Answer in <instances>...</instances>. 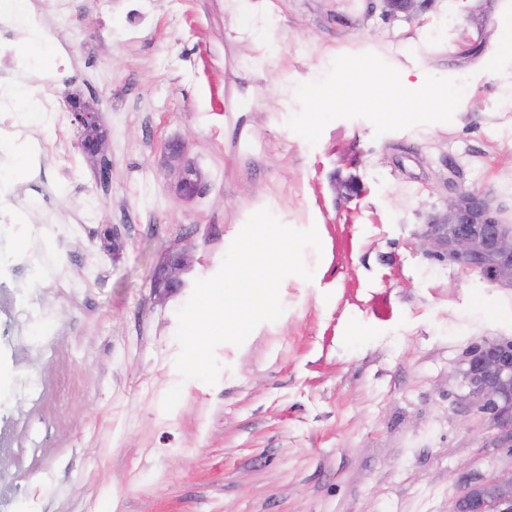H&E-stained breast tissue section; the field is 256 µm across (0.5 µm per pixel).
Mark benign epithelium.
Masks as SVG:
<instances>
[{"label": "benign epithelium", "mask_w": 512, "mask_h": 512, "mask_svg": "<svg viewBox=\"0 0 512 512\" xmlns=\"http://www.w3.org/2000/svg\"><path fill=\"white\" fill-rule=\"evenodd\" d=\"M66 103L71 123L80 131V149L91 157L104 153L105 135L100 131L87 134L90 128H100L99 112L77 96L66 97ZM177 188L185 198L201 193L199 171L189 165L179 168ZM419 246L424 254L476 273L491 286L512 288V224L503 222L498 209L479 191L458 190L448 200L446 213L425 225ZM184 261V253H170L163 273L154 280V288H177L174 273ZM463 365L461 386L466 393L457 401L490 420L493 445L512 448V342L475 343L465 351ZM468 505L475 512H512V476L465 480L454 497L451 512H463Z\"/></svg>", "instance_id": "1"}]
</instances>
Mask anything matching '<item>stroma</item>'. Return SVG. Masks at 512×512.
<instances>
[{
	"instance_id": "1",
	"label": "stroma",
	"mask_w": 512,
	"mask_h": 512,
	"mask_svg": "<svg viewBox=\"0 0 512 512\" xmlns=\"http://www.w3.org/2000/svg\"><path fill=\"white\" fill-rule=\"evenodd\" d=\"M509 15L512 0H429L388 18L380 0H68L43 20L49 51L0 30L37 66L32 107L79 96L107 137L91 158L72 124L31 127L61 148L24 220L39 223L47 194L60 224L85 228L49 248L77 289L51 273L10 281L53 318L0 338V379L18 367L39 382L36 397L0 400L9 512H448L463 479L512 469L456 400L467 347L512 341V290L418 248L461 188L512 224ZM351 63L377 87L421 73L448 104L411 95L403 122L382 118L374 90L319 100ZM170 143L204 195L177 197ZM264 207L318 225L321 251L303 254L313 277L285 282L282 322L215 348L216 384L182 380L176 311ZM176 247L182 286L156 292Z\"/></svg>"
}]
</instances>
